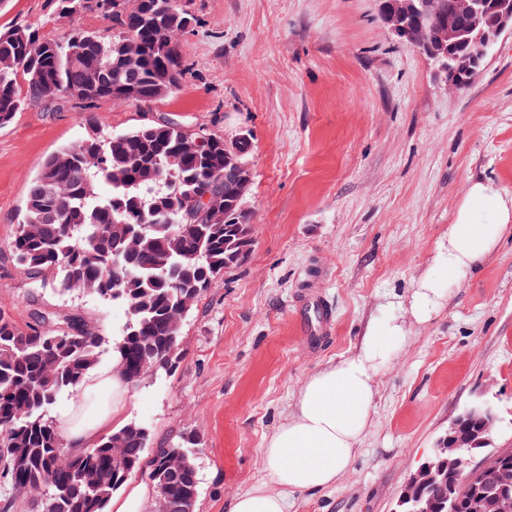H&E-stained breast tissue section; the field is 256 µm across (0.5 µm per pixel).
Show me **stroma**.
Instances as JSON below:
<instances>
[{
    "label": "stroma",
    "mask_w": 512,
    "mask_h": 512,
    "mask_svg": "<svg viewBox=\"0 0 512 512\" xmlns=\"http://www.w3.org/2000/svg\"><path fill=\"white\" fill-rule=\"evenodd\" d=\"M180 38L188 72L151 105L102 100L93 111L123 132L163 114L224 139L249 132L246 200L254 244L193 303L175 370L130 390L123 418L151 447L194 437V512H228L263 475L260 450L305 378L354 351L381 306L405 300L448 240L472 181L512 198V34L462 92L399 43L378 0H190ZM49 37L102 18H60L52 0H5L0 28ZM85 132L81 109L34 105L0 126V309L19 325L32 304L82 314L105 340L127 310L21 278L10 256L20 210L43 160ZM334 329L312 347L297 330L314 268ZM379 375L374 422L336 486L296 496L291 512H394L409 475L466 408L492 406L489 445L512 444V237L455 287L425 323L409 322Z\"/></svg>",
    "instance_id": "obj_1"
}]
</instances>
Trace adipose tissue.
Instances as JSON below:
<instances>
[{
	"instance_id": "adipose-tissue-1",
	"label": "adipose tissue",
	"mask_w": 512,
	"mask_h": 512,
	"mask_svg": "<svg viewBox=\"0 0 512 512\" xmlns=\"http://www.w3.org/2000/svg\"><path fill=\"white\" fill-rule=\"evenodd\" d=\"M507 235L512 236V206L497 190L471 185L456 224L448 228L447 246L437 251L408 302L381 307L357 352L307 376L287 419L261 450L263 479L237 494L229 512H288L290 497L337 484L373 421L375 378L407 340L406 317L428 321ZM129 393L116 362L92 371L55 414L68 447H90L120 424Z\"/></svg>"
}]
</instances>
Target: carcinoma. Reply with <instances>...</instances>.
Returning <instances> with one entry per match:
<instances>
[{
    "label": "carcinoma",
    "mask_w": 512,
    "mask_h": 512,
    "mask_svg": "<svg viewBox=\"0 0 512 512\" xmlns=\"http://www.w3.org/2000/svg\"><path fill=\"white\" fill-rule=\"evenodd\" d=\"M66 17L97 14L101 32L73 28L59 39L16 23L0 31V125L35 103L88 106L102 99L152 104L186 75L178 37L196 23L186 0H55ZM72 146L48 156L11 242L17 273L43 287L121 300L128 320L112 345L125 373L176 367L178 319L238 250L251 213L230 179L252 145L203 137L176 122L104 133L92 112ZM21 328L0 311V478L15 490L46 487L45 512H107L131 475L147 472L162 494L198 490L192 437L165 467L169 449L128 423L94 447L66 455L51 409L97 367L105 340L77 313L37 309Z\"/></svg>",
    "instance_id": "1"
}]
</instances>
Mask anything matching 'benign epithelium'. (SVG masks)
Returning <instances> with one entry per match:
<instances>
[{"instance_id":"benign-epithelium-1","label":"benign epithelium","mask_w":512,"mask_h":512,"mask_svg":"<svg viewBox=\"0 0 512 512\" xmlns=\"http://www.w3.org/2000/svg\"><path fill=\"white\" fill-rule=\"evenodd\" d=\"M380 15L390 29L403 35L409 30L407 15L418 10L429 13L436 0H403L400 12H389L386 0H379ZM463 16L468 22L462 30L448 24V44L437 49L427 32L419 34L416 49L433 61L449 89L460 91L469 86L482 70L500 36L512 33V0H448V18ZM463 415L477 419L478 430L467 437L458 435L460 418H455L442 437L432 458L408 478L396 512H457L455 491L445 502L436 504L423 495V489L439 481L464 474L469 486L467 512H512V445L486 448L487 435L496 426L493 408L473 407Z\"/></svg>"}]
</instances>
